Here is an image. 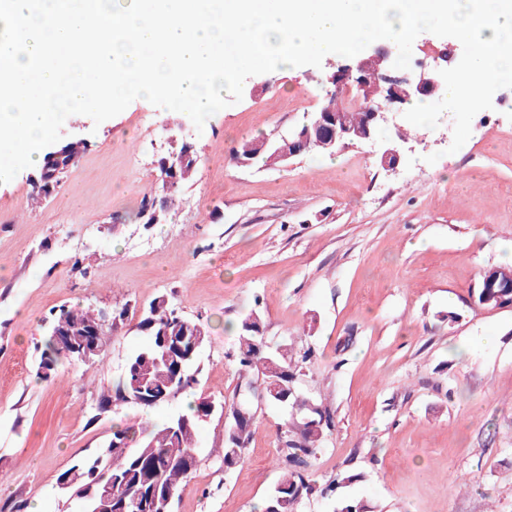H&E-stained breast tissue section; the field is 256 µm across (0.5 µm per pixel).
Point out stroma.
Segmentation results:
<instances>
[{"mask_svg": "<svg viewBox=\"0 0 512 512\" xmlns=\"http://www.w3.org/2000/svg\"><path fill=\"white\" fill-rule=\"evenodd\" d=\"M331 68L326 58L249 77L201 132L143 98L98 125L71 115L62 140L90 145L53 197L30 206L27 168L0 184V512L36 502L81 512L57 477L113 427L199 398L232 401L236 326L254 309L268 349L307 353L299 387L333 415L312 482L362 476L295 512H335L343 498L374 512H512V308L476 297L484 273L512 259V88L453 154L450 113L434 129L394 116L386 139L404 157L394 170L381 167L378 140L275 166L230 161L240 140L280 137L318 111ZM175 140L199 148L197 172L167 223L143 224L141 198L160 193L157 160ZM160 296L207 326L198 385L145 413L98 412L146 344L138 323ZM75 303L128 313L102 360L39 378L45 322ZM286 416L259 411L229 471L224 417L202 423L174 512H254L274 491Z\"/></svg>", "mask_w": 512, "mask_h": 512, "instance_id": "obj_1", "label": "stroma"}]
</instances>
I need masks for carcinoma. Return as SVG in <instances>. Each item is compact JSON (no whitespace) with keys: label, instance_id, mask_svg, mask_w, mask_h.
<instances>
[{"label":"carcinoma","instance_id":"cac0c4a2","mask_svg":"<svg viewBox=\"0 0 512 512\" xmlns=\"http://www.w3.org/2000/svg\"><path fill=\"white\" fill-rule=\"evenodd\" d=\"M363 81L366 98L359 104L354 102L340 106L336 88L325 90L327 101L323 108L333 112L343 110L341 116L345 122L356 129L365 124L367 104L389 106L386 87L377 75L367 73ZM86 147L87 144L76 142L55 158L44 157L37 174L47 179L51 189L44 194L33 193L32 199L40 202L51 198L69 160L77 158ZM176 152L181 156V163L177 166L176 179L169 182L164 211L152 218L154 224L167 220L181 188L193 179L197 171L199 156L195 146L182 144ZM232 159L262 160L276 165V140L266 137L245 140L233 149ZM102 322L100 309L64 305L53 311L43 338L38 366L40 375L48 377L59 366L74 360L56 346L53 332L57 324H67L71 329V339L76 341L84 327L98 326ZM138 328L148 336L147 345L127 359L121 376L102 393L98 413L92 415L88 423L96 422L111 403L153 409L198 384L195 363L207 337L203 323L185 318L161 296L145 309ZM237 356L246 379L245 386L231 405H216V410L230 417L224 436L225 468L231 469L242 460L250 429L245 424L236 432L233 425L257 399L289 405L295 411L281 427L279 453L283 463L282 476L274 493L261 505V512H294L300 500L315 492L325 498L336 491V486L357 481L360 475L351 474L338 475L320 489L311 484L307 469L319 442L333 427L332 414L329 409L314 404L311 398L299 394V359L288 350V346L283 345L273 351L265 349L261 317L255 310L245 315L237 327ZM209 403L210 400L203 398L189 405V412L173 414L159 423L134 422L116 428L105 447L89 457L75 460L58 476L57 482H69L65 492L81 501L82 512H93V501L87 493L97 489L98 471L107 467L112 471V479L131 489L135 495L128 512H174L175 499L187 485L195 467L196 432L203 418L209 416ZM182 419L189 421L193 432L180 426Z\"/></svg>","mask_w":512,"mask_h":512}]
</instances>
